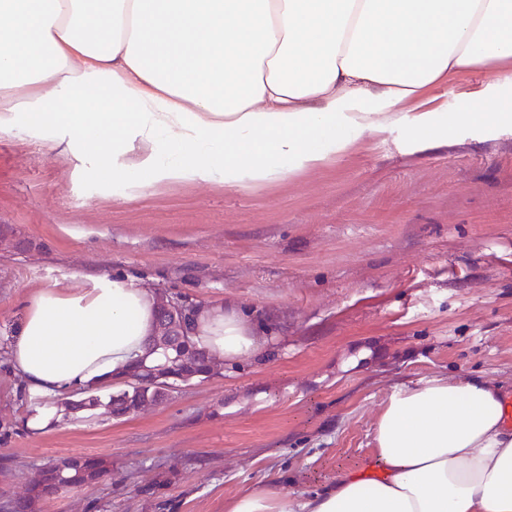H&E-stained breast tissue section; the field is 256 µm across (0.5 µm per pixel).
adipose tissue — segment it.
Masks as SVG:
<instances>
[{
	"instance_id": "obj_1",
	"label": "adipose tissue",
	"mask_w": 512,
	"mask_h": 512,
	"mask_svg": "<svg viewBox=\"0 0 512 512\" xmlns=\"http://www.w3.org/2000/svg\"><path fill=\"white\" fill-rule=\"evenodd\" d=\"M483 62L494 76L465 111L434 102ZM404 120L418 146L463 121L512 126V0H0V129H65L78 166L132 189L280 179ZM156 312L152 289L118 275L40 289L11 368L34 400L106 386L164 363ZM193 340L218 365L263 348L233 305H204ZM373 441L362 473L339 472L302 512H512L498 389L400 386Z\"/></svg>"
}]
</instances>
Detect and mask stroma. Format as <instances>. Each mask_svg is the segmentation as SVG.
Returning a JSON list of instances; mask_svg holds the SVG:
<instances>
[{"label": "stroma", "mask_w": 512, "mask_h": 512, "mask_svg": "<svg viewBox=\"0 0 512 512\" xmlns=\"http://www.w3.org/2000/svg\"><path fill=\"white\" fill-rule=\"evenodd\" d=\"M1 224L27 246L0 248V512L76 454L111 476L35 512H228L261 487L296 512L372 454L395 388L466 375L512 393L510 126L463 122L420 149L400 124L234 191H121L77 167L63 132L18 126L0 131ZM100 274L236 304L265 347L137 414L35 430L6 349L23 304Z\"/></svg>", "instance_id": "obj_1"}]
</instances>
